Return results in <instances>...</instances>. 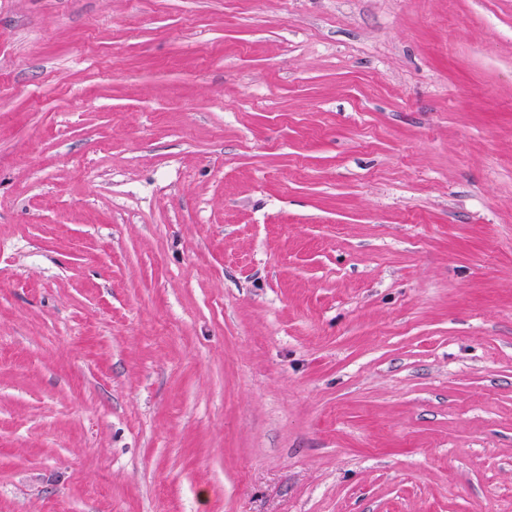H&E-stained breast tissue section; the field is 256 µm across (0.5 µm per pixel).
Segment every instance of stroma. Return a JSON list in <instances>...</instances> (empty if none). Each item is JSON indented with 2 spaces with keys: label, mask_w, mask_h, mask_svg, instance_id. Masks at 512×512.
Here are the masks:
<instances>
[{
  "label": "stroma",
  "mask_w": 512,
  "mask_h": 512,
  "mask_svg": "<svg viewBox=\"0 0 512 512\" xmlns=\"http://www.w3.org/2000/svg\"><path fill=\"white\" fill-rule=\"evenodd\" d=\"M0 512H512V0H0Z\"/></svg>",
  "instance_id": "stroma-1"
}]
</instances>
